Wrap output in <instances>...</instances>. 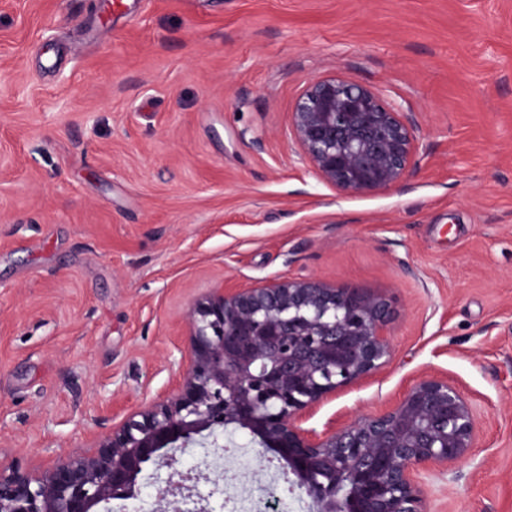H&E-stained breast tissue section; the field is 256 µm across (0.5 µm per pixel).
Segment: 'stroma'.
<instances>
[{
	"instance_id": "obj_1",
	"label": "stroma",
	"mask_w": 512,
	"mask_h": 512,
	"mask_svg": "<svg viewBox=\"0 0 512 512\" xmlns=\"http://www.w3.org/2000/svg\"><path fill=\"white\" fill-rule=\"evenodd\" d=\"M415 123L410 175L322 184L312 79ZM316 276L393 299V355L307 427L424 373L476 446L429 512H512V0H0V461L43 472L169 392L211 288Z\"/></svg>"
}]
</instances>
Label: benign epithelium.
Returning <instances> with one entry per match:
<instances>
[{
	"mask_svg": "<svg viewBox=\"0 0 512 512\" xmlns=\"http://www.w3.org/2000/svg\"><path fill=\"white\" fill-rule=\"evenodd\" d=\"M313 174L341 194L388 191L419 152L413 124L377 90L318 77L290 116ZM391 298L315 276L220 285L187 311L190 350L176 389L127 412L92 448L34 474L0 466V512H112L138 497L149 466L179 477L157 490L155 512L189 507L187 448H219L241 431L288 472L312 512H427L424 475L446 473L475 446L471 405L448 379L422 375L393 404L322 433L305 415L358 385L392 355Z\"/></svg>",
	"mask_w": 512,
	"mask_h": 512,
	"instance_id": "7a95c632",
	"label": "benign epithelium"
}]
</instances>
